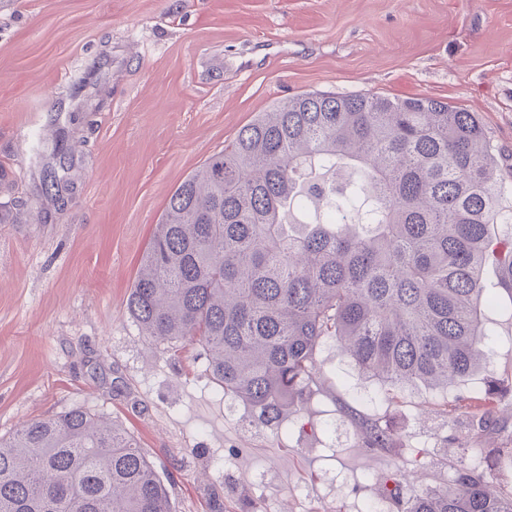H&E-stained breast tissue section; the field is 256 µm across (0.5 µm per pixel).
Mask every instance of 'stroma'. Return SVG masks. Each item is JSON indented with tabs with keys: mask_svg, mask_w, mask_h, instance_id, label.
<instances>
[{
	"mask_svg": "<svg viewBox=\"0 0 512 512\" xmlns=\"http://www.w3.org/2000/svg\"><path fill=\"white\" fill-rule=\"evenodd\" d=\"M433 97L477 113L512 166V0H0V435L82 407L123 427L173 512H406L380 477L448 485L512 445V297L486 363L447 389L362 372L335 339L269 425L211 382L200 343L143 336L126 309L184 178L274 103L305 92ZM64 204L42 195L55 141ZM493 404L487 434L461 405ZM395 447L363 444L361 419Z\"/></svg>",
	"mask_w": 512,
	"mask_h": 512,
	"instance_id": "stroma-1",
	"label": "stroma"
}]
</instances>
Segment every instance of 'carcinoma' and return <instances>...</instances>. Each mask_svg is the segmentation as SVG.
<instances>
[{"label":"carcinoma","instance_id":"cac0c4a2","mask_svg":"<svg viewBox=\"0 0 512 512\" xmlns=\"http://www.w3.org/2000/svg\"><path fill=\"white\" fill-rule=\"evenodd\" d=\"M344 168L338 187L308 175ZM336 217L297 227L304 201ZM495 146L480 118L430 97L306 92L276 103L169 198L127 310L141 333L199 341L211 381L267 424L303 403L316 353L334 338L363 372L400 386L448 388L482 368L489 335L481 285L512 224ZM512 294V236L499 262ZM477 426L499 424L495 408ZM366 447L390 448L388 425L361 422ZM463 464L441 490L410 489L408 512H512L490 482L502 455ZM401 475L382 483L398 502ZM0 512H172L134 439L81 407L0 438Z\"/></svg>","mask_w":512,"mask_h":512}]
</instances>
